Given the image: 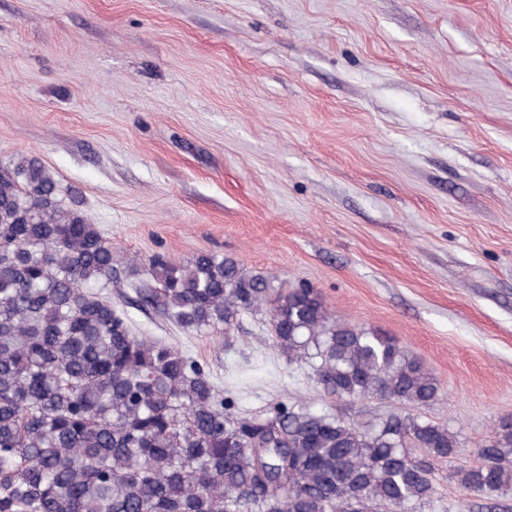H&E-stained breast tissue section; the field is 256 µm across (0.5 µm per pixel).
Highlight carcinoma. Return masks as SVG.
Listing matches in <instances>:
<instances>
[{"label":"carcinoma","instance_id":"cac0c4a2","mask_svg":"<svg viewBox=\"0 0 512 512\" xmlns=\"http://www.w3.org/2000/svg\"><path fill=\"white\" fill-rule=\"evenodd\" d=\"M36 156L0 162V512H417L457 433L410 413L351 422L303 404L227 412L206 365L136 333L103 293L112 242ZM137 302L178 327L229 329L265 311L290 362L338 398L425 407L437 379L384 331L336 319L310 285L272 287L208 250L130 259ZM449 477L482 498L512 492V419Z\"/></svg>","mask_w":512,"mask_h":512}]
</instances>
